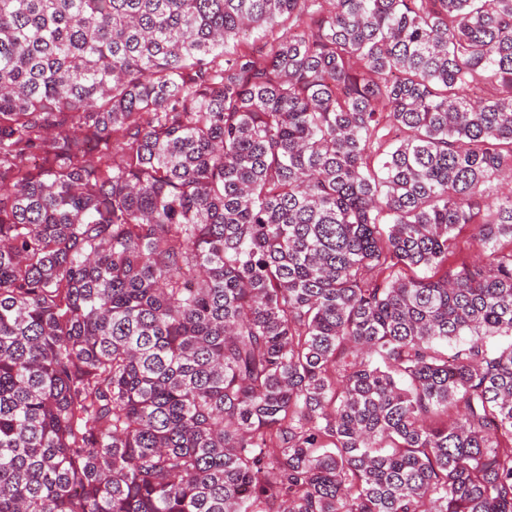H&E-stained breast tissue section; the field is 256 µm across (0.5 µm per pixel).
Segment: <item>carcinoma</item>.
<instances>
[{
  "instance_id": "obj_1",
  "label": "carcinoma",
  "mask_w": 512,
  "mask_h": 512,
  "mask_svg": "<svg viewBox=\"0 0 512 512\" xmlns=\"http://www.w3.org/2000/svg\"><path fill=\"white\" fill-rule=\"evenodd\" d=\"M511 178L512 0H0V512H512ZM471 236V226H465L460 229L457 236V251L455 256L452 258V261L461 263L462 261H472L475 258L478 250L477 245L473 242Z\"/></svg>"
}]
</instances>
